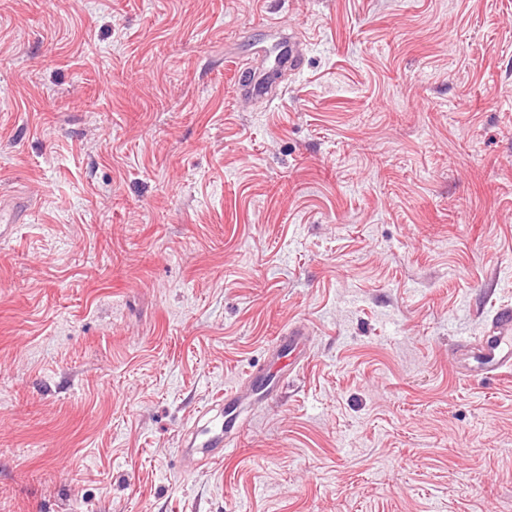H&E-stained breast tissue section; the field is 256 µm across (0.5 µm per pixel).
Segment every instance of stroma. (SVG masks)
I'll list each match as a JSON object with an SVG mask.
<instances>
[{
  "label": "stroma",
  "mask_w": 512,
  "mask_h": 512,
  "mask_svg": "<svg viewBox=\"0 0 512 512\" xmlns=\"http://www.w3.org/2000/svg\"><path fill=\"white\" fill-rule=\"evenodd\" d=\"M270 20L303 64L239 99ZM17 202L0 512H512V376L453 355L512 304V0H0ZM239 397L237 389L225 391L224 397L218 402L221 409L216 414L212 415V409L209 408L197 411L196 426L183 445L186 448H200L203 458L207 461L222 459L224 451L238 436Z\"/></svg>",
  "instance_id": "35a3bbf8"
}]
</instances>
